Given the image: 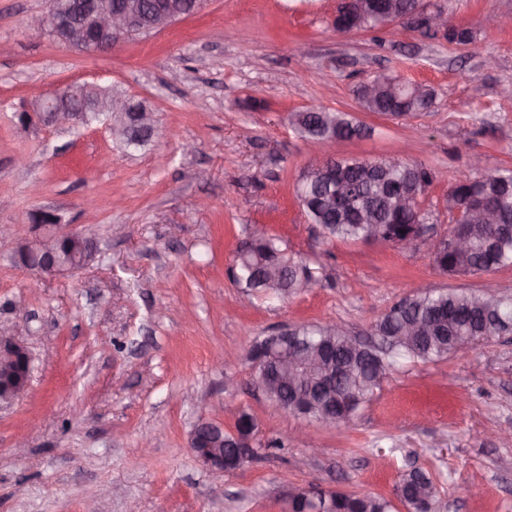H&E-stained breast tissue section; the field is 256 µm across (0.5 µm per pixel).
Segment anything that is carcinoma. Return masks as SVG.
Instances as JSON below:
<instances>
[{
  "label": "carcinoma",
  "instance_id": "obj_1",
  "mask_svg": "<svg viewBox=\"0 0 512 512\" xmlns=\"http://www.w3.org/2000/svg\"><path fill=\"white\" fill-rule=\"evenodd\" d=\"M347 25L361 30L379 28V22L362 15L361 0L352 3L345 15ZM403 88L399 96L373 94L368 86L359 90L361 106L377 114L401 112L415 116L428 110L433 93L425 88L415 95L414 83L389 76ZM291 123L305 139L322 142L328 139L348 140L359 137L365 128L345 113L325 108L297 112ZM433 181L431 172L419 165L380 161L370 172L365 160L340 157L330 161L327 169L314 167L303 179L304 194L298 199L312 224L321 226L329 238L360 241L377 228L399 230L413 223L421 212L415 196H422ZM339 183L349 187V199L343 208L331 210L325 199ZM494 207L499 219L483 225L482 211ZM448 210L457 211L454 224L467 228V249L444 250L434 263L444 272L457 275H479L512 266V170L485 175L456 183L448 191ZM248 249L237 248L232 274L244 293L291 296L296 293L301 277L314 278L309 265L288 250L280 238L253 231ZM274 265L280 276L268 280L260 275L262 266ZM327 323H300L294 334L305 346L304 355L322 354L325 361H342L348 371L336 387L334 397H312L305 420L315 422L318 415L331 413L335 425L353 426L359 413L378 388L386 370L401 360L432 362L460 352L468 339L488 341L503 332H512V297L497 294L489 299L474 291L448 289L424 291L402 299L373 326L379 338L376 347H364L345 334L328 331ZM204 438L213 448L224 449V471L241 466L239 454L232 448L228 433H206ZM400 502L407 512H440V493L426 473L413 470L399 476ZM326 509L330 512H393L392 502L369 490L345 493L326 492Z\"/></svg>",
  "mask_w": 512,
  "mask_h": 512
}]
</instances>
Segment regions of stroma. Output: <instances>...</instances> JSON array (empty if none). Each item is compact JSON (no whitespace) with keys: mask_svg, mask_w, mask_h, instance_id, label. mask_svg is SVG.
I'll list each match as a JSON object with an SVG mask.
<instances>
[{"mask_svg":"<svg viewBox=\"0 0 512 512\" xmlns=\"http://www.w3.org/2000/svg\"><path fill=\"white\" fill-rule=\"evenodd\" d=\"M340 2L206 0L164 30L86 53L42 26L49 0H0V339L32 357L27 390L0 405V512H82L93 499L100 512H285L298 487L394 497L413 468L433 478L442 512H512V443L499 440L512 433V333L462 358L390 368L355 427L313 423L305 434L257 389L246 358L256 337L288 324L369 335L418 286L512 294V267L450 275L424 245L325 239L296 190L329 151L289 119L347 113L366 132L340 156L431 170L422 208L445 234L446 196L475 178L473 157L484 173L512 170V0H427L449 27L472 31L477 55L410 24L340 32ZM383 73L430 88L431 108L401 119L364 111L357 91ZM73 82L144 103L159 138L127 151L101 123L19 122L38 110L33 86ZM195 168L208 178L188 179ZM42 210L93 240L87 267L48 278L19 264ZM256 224L309 262L317 288L242 304L231 267ZM242 411L256 443L283 447L210 471L193 427L231 432Z\"/></svg>","mask_w":512,"mask_h":512,"instance_id":"35a3bbf8","label":"stroma"}]
</instances>
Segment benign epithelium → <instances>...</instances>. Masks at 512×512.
I'll return each mask as SVG.
<instances>
[{
	"mask_svg": "<svg viewBox=\"0 0 512 512\" xmlns=\"http://www.w3.org/2000/svg\"><path fill=\"white\" fill-rule=\"evenodd\" d=\"M52 31L64 43L84 42L88 33L95 40L90 47L94 52L108 51L118 42L133 37L144 28L140 6L134 0H126L121 6L112 5V0H58L50 10ZM409 20L433 30H447V19L438 12L427 9L424 0H390L382 16V25L394 27ZM100 88L92 83H72L61 93H40V112L36 115L22 113L19 118L27 123L37 118L44 123L69 127L84 126L89 122L87 113L98 111L96 92ZM112 111L119 115L120 123L106 122L113 139L131 141L135 136H158L159 129L153 113L121 97L112 101ZM33 223L43 230L33 247L17 251L18 261L36 269L45 276H60L74 271V267L59 261L58 253L63 243L77 240V235L60 231L61 219L51 211H40L33 217ZM371 241L395 243L411 249L422 243L429 245L431 253L444 247V237L436 236L428 224H414L406 234L397 236L383 231L369 237ZM301 357L294 340L284 327L265 349L255 353L252 360L256 386L264 392L270 386L284 381L294 384L298 378L288 379L284 369L288 363ZM31 368V354L18 342L0 341V401L10 402L26 390ZM191 445L197 458L210 470L224 472V454L209 447H203L197 436H192Z\"/></svg>",
	"mask_w": 512,
	"mask_h": 512,
	"instance_id": "benign-epithelium-1",
	"label": "benign epithelium"
}]
</instances>
